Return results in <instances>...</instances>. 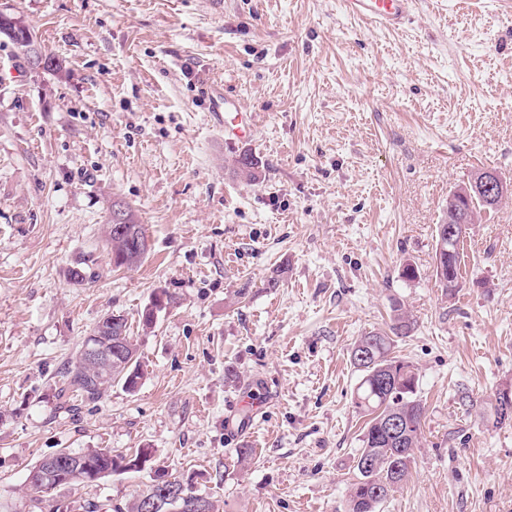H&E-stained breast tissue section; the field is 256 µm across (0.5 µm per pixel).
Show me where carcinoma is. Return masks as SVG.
Returning <instances> with one entry per match:
<instances>
[{
	"mask_svg": "<svg viewBox=\"0 0 512 512\" xmlns=\"http://www.w3.org/2000/svg\"><path fill=\"white\" fill-rule=\"evenodd\" d=\"M0 34L26 49L32 43L33 32L17 16L0 13ZM237 174L255 180L259 174V162L251 154L244 153L235 159ZM465 186L460 185L448 194L441 224L453 226L461 223L462 199ZM127 231L116 234L112 224L104 227L107 245L112 255V265L116 268H133L146 258L143 253L133 250L135 238L146 236V230L134 211L128 212ZM435 277L439 287L453 296L457 289L448 284L461 279L460 247L445 245L435 250ZM122 328V364L106 369L97 365L84 364L81 352H76L64 372L63 386L59 389L58 400L61 406L70 405L73 399L96 401L112 387L120 384L128 391H135L144 377L143 364L137 341L130 335L128 318L119 316ZM415 321L402 306L394 307V315L388 330L370 331L353 344L350 361L360 373L354 392L353 404L357 412L369 417L366 422L361 448L354 459L355 479L351 483L348 498V512H379L381 504L409 476L414 462V450L418 447L425 407L418 397V377L409 363L392 355L394 338L408 336L414 330ZM393 416L403 424L402 438L387 434L386 418ZM137 454H112L110 448H92L80 453V462L66 461V452L56 454L60 462L58 469L64 477L52 479L54 489L81 483H94L100 480L103 472L110 476L118 471L131 469L130 462ZM178 497V504L187 507L185 512H194L190 506L200 499L205 500L208 512H217L214 501L191 488L189 484L175 478L162 480L136 497L126 512H142L145 497H155L164 501Z\"/></svg>",
	"mask_w": 512,
	"mask_h": 512,
	"instance_id": "cac0c4a2",
	"label": "carcinoma"
}]
</instances>
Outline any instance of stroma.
<instances>
[{"label": "stroma", "mask_w": 512, "mask_h": 512, "mask_svg": "<svg viewBox=\"0 0 512 512\" xmlns=\"http://www.w3.org/2000/svg\"><path fill=\"white\" fill-rule=\"evenodd\" d=\"M0 11L62 68L0 37V512H114L161 471L220 512H348L364 427L350 350L397 302L416 321L395 353L425 418L381 512H512V423L490 411L512 385V194L471 225L455 297L434 272L449 192L484 168L512 186V0H416L397 30L340 0ZM215 82L253 114L251 144L214 128ZM243 152L256 181L234 170ZM116 199L151 243L131 269L103 241ZM81 256L92 278L74 286ZM160 288L173 302L142 330ZM107 313L134 324L141 386L60 407L61 373ZM64 448L151 460L33 506L30 469Z\"/></svg>", "instance_id": "stroma-1"}]
</instances>
